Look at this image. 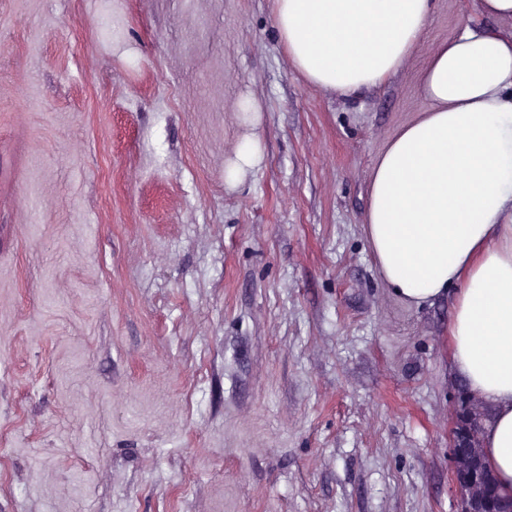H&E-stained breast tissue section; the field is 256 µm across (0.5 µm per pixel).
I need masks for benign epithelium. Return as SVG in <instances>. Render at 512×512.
I'll list each match as a JSON object with an SVG mask.
<instances>
[{
    "mask_svg": "<svg viewBox=\"0 0 512 512\" xmlns=\"http://www.w3.org/2000/svg\"><path fill=\"white\" fill-rule=\"evenodd\" d=\"M472 419L470 401L452 391L448 448L451 458L449 492L454 501V512H486L482 490L487 483V474L476 461L468 459Z\"/></svg>",
    "mask_w": 512,
    "mask_h": 512,
    "instance_id": "obj_1",
    "label": "benign epithelium"
}]
</instances>
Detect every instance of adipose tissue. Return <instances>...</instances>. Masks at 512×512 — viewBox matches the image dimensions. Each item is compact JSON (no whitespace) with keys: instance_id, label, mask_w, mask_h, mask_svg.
<instances>
[{"instance_id":"adipose-tissue-1","label":"adipose tissue","mask_w":512,"mask_h":512,"mask_svg":"<svg viewBox=\"0 0 512 512\" xmlns=\"http://www.w3.org/2000/svg\"><path fill=\"white\" fill-rule=\"evenodd\" d=\"M433 0H274L296 71L344 97L410 54ZM430 108L378 159L365 232L391 291L416 306L455 291L449 372L492 413L481 452L512 493V32L463 19L431 54Z\"/></svg>"}]
</instances>
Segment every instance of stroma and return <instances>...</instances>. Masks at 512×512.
Returning <instances> with one entry per match:
<instances>
[{"mask_svg": "<svg viewBox=\"0 0 512 512\" xmlns=\"http://www.w3.org/2000/svg\"><path fill=\"white\" fill-rule=\"evenodd\" d=\"M473 12L344 99L273 0H0V512H453L450 301L396 297L364 223ZM263 161V154L258 141L252 135H245L243 141L228 166L227 184L235 187L242 179Z\"/></svg>", "mask_w": 512, "mask_h": 512, "instance_id": "stroma-1", "label": "stroma"}]
</instances>
